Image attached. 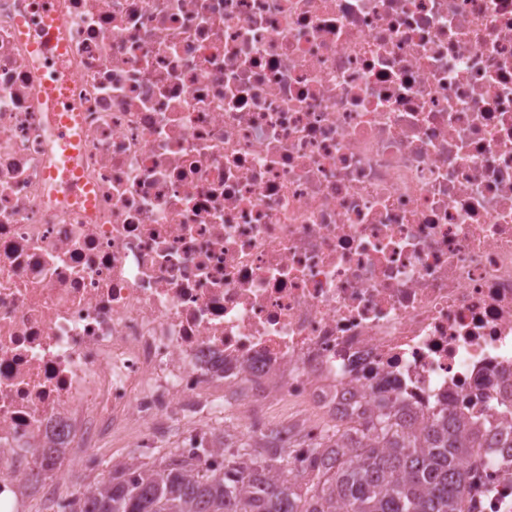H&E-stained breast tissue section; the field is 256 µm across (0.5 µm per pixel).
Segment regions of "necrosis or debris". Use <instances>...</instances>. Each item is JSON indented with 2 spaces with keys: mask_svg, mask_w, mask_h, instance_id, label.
<instances>
[{
  "mask_svg": "<svg viewBox=\"0 0 512 512\" xmlns=\"http://www.w3.org/2000/svg\"><path fill=\"white\" fill-rule=\"evenodd\" d=\"M0 0V512L52 449L512 397V0ZM76 140L58 167L55 128ZM239 392L225 426V394ZM53 30L54 16L52 11H48L45 15L42 29L36 28L31 32V38L35 42L33 46L47 58L53 57L54 51H60V48H57L52 40Z\"/></svg>",
  "mask_w": 512,
  "mask_h": 512,
  "instance_id": "1",
  "label": "necrosis or debris"
}]
</instances>
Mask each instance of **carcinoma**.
Masks as SVG:
<instances>
[{
	"instance_id": "1",
	"label": "carcinoma",
	"mask_w": 512,
	"mask_h": 512,
	"mask_svg": "<svg viewBox=\"0 0 512 512\" xmlns=\"http://www.w3.org/2000/svg\"><path fill=\"white\" fill-rule=\"evenodd\" d=\"M468 408L461 399L418 428L406 406L381 404L329 427L299 474L283 436L300 448V432H226L223 465L201 468L210 448L114 463L67 512H479L476 498L497 493L478 485L483 452L512 448V404L483 425Z\"/></svg>"
}]
</instances>
